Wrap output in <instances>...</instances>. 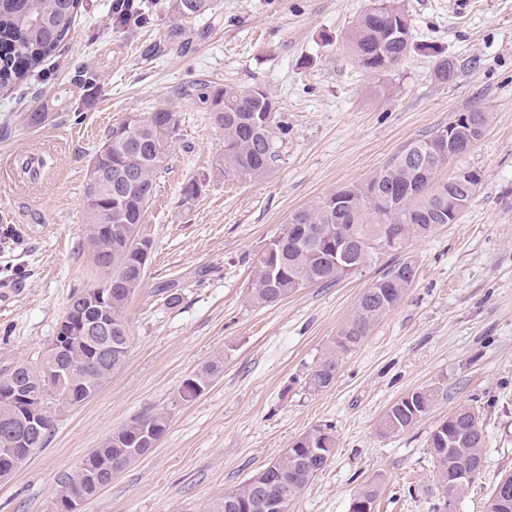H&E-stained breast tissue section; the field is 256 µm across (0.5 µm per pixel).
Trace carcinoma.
I'll return each mask as SVG.
<instances>
[{"label":"carcinoma","mask_w":512,"mask_h":512,"mask_svg":"<svg viewBox=\"0 0 512 512\" xmlns=\"http://www.w3.org/2000/svg\"><path fill=\"white\" fill-rule=\"evenodd\" d=\"M380 8L364 12L348 36L354 61L363 69L378 73L399 65L412 48L410 23L394 0H378ZM80 0H0V88L20 83L70 36ZM165 10L178 21L168 32V44L178 43L182 24H192L216 15L215 0H112V30L143 28ZM84 106L98 92L94 75L79 74ZM186 96L213 112L224 129V170L253 180L272 172L288 130L278 101L262 86L224 85L212 90L206 81L194 83ZM483 112L459 113L447 126L430 136L408 142L384 167L366 182L349 184L317 198L290 214L288 223L297 225L294 236L283 231L266 242L256 260L251 282V299L262 306L279 303L289 295L314 285H328L357 273L381 254L380 243L395 239L392 251L399 252L413 237H426L448 223V192L462 194L454 179H436L447 161L436 158L439 137L447 136L470 148L481 133L474 131ZM180 131L178 112L163 105L141 117L126 116L112 126L105 141L87 166L82 198L87 238L112 243V266H97V286L112 291V345L129 349L127 308L143 288L148 263L141 262L135 242L151 244L140 233V224L154 196L155 179L164 166L171 144ZM205 179L192 178L182 188V205L190 207L200 196ZM347 238L359 245L351 271L336 267V246ZM416 267L399 261L362 293L355 311L325 350L320 362L306 376L313 391L329 387L342 356L358 347L372 329L404 298L412 282L406 271ZM80 301L72 295L68 309L72 331L67 333L65 351L47 354L36 367L17 365L10 375L49 407L41 436L27 434V418L19 403L0 400V435L11 432L9 446L0 443V456L22 455L35 442L45 447L54 427L57 406L78 405L92 398L107 384L125 361L114 356L108 361L97 351L95 340L78 331L82 318ZM223 358L208 361L182 385L181 398L200 396L223 371ZM66 375L67 388L58 392L54 382ZM432 394L413 391L393 403L380 423L386 436L410 430L429 411ZM165 410L142 414L112 432L88 452L66 476L62 496L54 506L63 512V496L75 494L91 499L111 483L112 466L123 469L134 464L160 440L169 427ZM448 427L450 455H441L443 433L433 431L428 439L436 475L448 472L456 463L477 476L482 468L485 435L480 418L466 406L457 408L442 422ZM336 450V436L330 427H315L300 436L282 457L270 463L262 474L263 485L251 476L224 492L214 512H264L266 491H276L285 502L292 501L327 466Z\"/></svg>","instance_id":"1"}]
</instances>
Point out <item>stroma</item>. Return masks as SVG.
I'll return each instance as SVG.
<instances>
[{
  "mask_svg": "<svg viewBox=\"0 0 512 512\" xmlns=\"http://www.w3.org/2000/svg\"><path fill=\"white\" fill-rule=\"evenodd\" d=\"M82 2L57 51L21 87L0 90V377L39 364L71 294L96 283L81 200L109 128L166 104L180 115V136L141 226L153 247L128 307L127 358L95 396L61 409L46 448L0 482V512H52L85 454L160 409L170 414L165 435L83 512H212L226 490L324 425L335 456L288 512H349L372 481L375 512H436L443 498L428 437L463 405L484 426V458L452 512H485L512 474V0H470L462 10L451 0H398L416 48L383 73L359 67L348 48L374 0H217L219 24L197 21L182 48L154 57L146 50L171 18L118 34L108 0ZM443 58L455 64L449 82L437 73ZM84 70L100 92L77 112L74 79ZM199 79L219 89L258 84L278 99L288 135L264 180L219 172L224 132L182 95ZM22 93L45 113L42 124L13 112ZM472 109L489 115L482 137L437 173L478 171L470 206L407 242L402 255L418 275L403 301L343 356L329 387L309 390V369L395 258L260 306L250 284L264 243L292 211L366 181L407 142ZM34 154L51 167L23 179L18 162ZM202 174L207 185L183 206L184 184ZM173 279L183 300L170 307L159 289ZM216 356L223 371L182 401L183 382ZM420 389L433 394L426 416L382 435L385 411Z\"/></svg>",
  "mask_w": 512,
  "mask_h": 512,
  "instance_id": "35a3bbf8",
  "label": "stroma"
}]
</instances>
